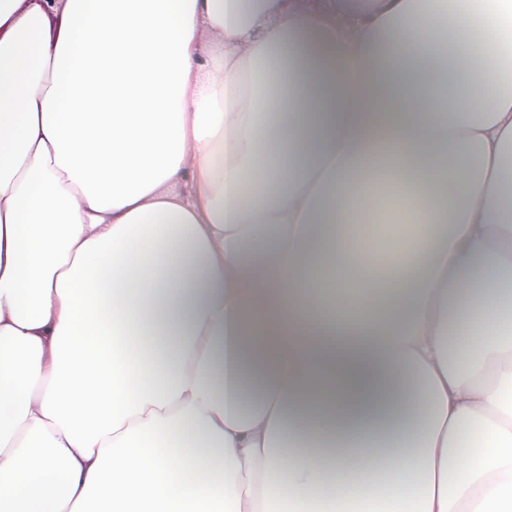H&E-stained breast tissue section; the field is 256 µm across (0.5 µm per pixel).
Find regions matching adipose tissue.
Wrapping results in <instances>:
<instances>
[{"label":"adipose tissue","instance_id":"obj_1","mask_svg":"<svg viewBox=\"0 0 512 512\" xmlns=\"http://www.w3.org/2000/svg\"><path fill=\"white\" fill-rule=\"evenodd\" d=\"M0 512H512V0H0Z\"/></svg>","mask_w":512,"mask_h":512}]
</instances>
